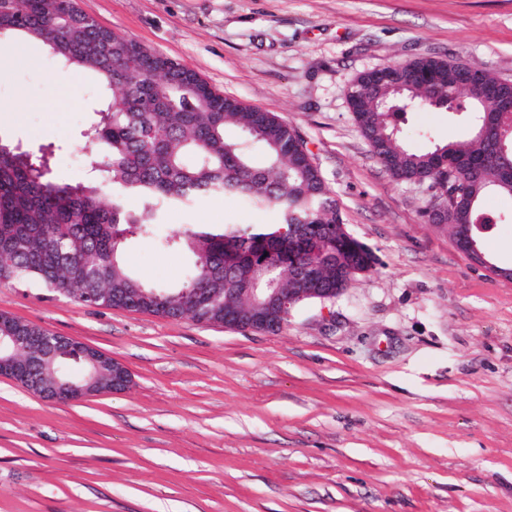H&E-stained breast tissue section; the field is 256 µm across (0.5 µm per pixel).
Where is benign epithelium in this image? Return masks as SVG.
<instances>
[{"label": "benign epithelium", "mask_w": 512, "mask_h": 512, "mask_svg": "<svg viewBox=\"0 0 512 512\" xmlns=\"http://www.w3.org/2000/svg\"><path fill=\"white\" fill-rule=\"evenodd\" d=\"M459 248L474 262L487 267L495 275L512 280V270L499 268L485 260L469 233L456 238ZM344 292L342 288H270L255 302L243 308L228 307L224 326L242 331L271 332L283 327L291 310L305 299L332 300ZM34 338L18 330L13 323L0 318V373L18 363L40 372V380L16 382L46 401H76L83 397L120 392L131 382L126 368L112 356L91 346L40 330ZM75 357L89 367V373L78 384L63 383L55 376L60 361Z\"/></svg>", "instance_id": "benign-epithelium-1"}]
</instances>
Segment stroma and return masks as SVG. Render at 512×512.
<instances>
[{"label": "stroma", "mask_w": 512, "mask_h": 512, "mask_svg": "<svg viewBox=\"0 0 512 512\" xmlns=\"http://www.w3.org/2000/svg\"><path fill=\"white\" fill-rule=\"evenodd\" d=\"M101 26L276 113L305 140L347 232L376 257L332 301L275 333L90 307L0 285V313L93 346L129 386L49 402L0 377V512H512V282L459 252L360 133L347 88L395 61L465 58L512 81V0H78ZM73 79L77 99L60 92ZM92 74L37 40L0 46V142L85 181ZM447 143V113L405 114ZM231 197L171 210L191 224H267ZM124 258L182 282L191 256L152 239Z\"/></svg>", "instance_id": "1"}]
</instances>
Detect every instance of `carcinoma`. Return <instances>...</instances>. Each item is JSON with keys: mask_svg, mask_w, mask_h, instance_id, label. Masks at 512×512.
I'll return each mask as SVG.
<instances>
[{"mask_svg": "<svg viewBox=\"0 0 512 512\" xmlns=\"http://www.w3.org/2000/svg\"><path fill=\"white\" fill-rule=\"evenodd\" d=\"M22 34L42 42L65 69L91 71L102 108L85 145L96 165L82 183L49 176V160L0 143V284L27 283L64 291L88 303L110 295L109 308H134L168 318L224 322V304L241 302L226 288H296L312 269L323 288H346L356 272L375 264L372 251L343 225L332 191L313 164L299 132L275 113L214 90L195 71L140 43L103 30L75 0H0V36ZM476 69L495 93L472 98L454 86L459 67ZM393 82L369 72L348 87L362 136L396 179L421 175L448 187V209L438 226L452 236L473 230L478 249L486 235L477 224L512 223V213L483 205L490 193L512 196L494 137L482 134L486 117L500 114L512 87L467 60L418 57L384 67ZM461 115L468 135L456 142L411 149L394 134L402 113ZM228 126L242 138L224 137ZM236 196L274 222L263 226L186 227L167 236L193 256L183 282L148 285L122 260L124 243L158 236L173 208L204 197ZM133 199L137 207L129 209ZM331 242L322 254L288 250V236ZM236 250L224 273L225 249Z\"/></svg>", "mask_w": 512, "mask_h": 512, "instance_id": "obj_1", "label": "carcinoma"}]
</instances>
